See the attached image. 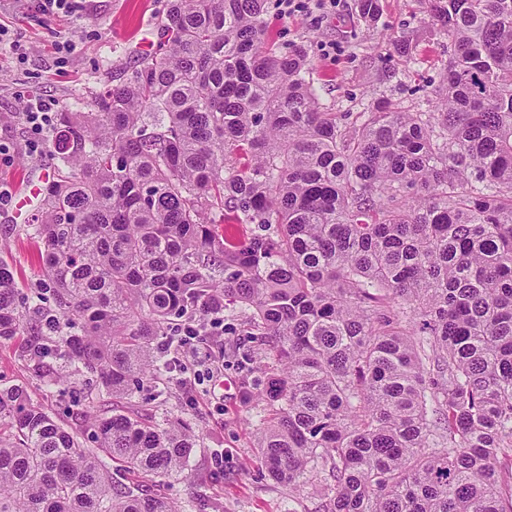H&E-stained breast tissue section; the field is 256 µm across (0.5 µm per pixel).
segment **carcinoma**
<instances>
[{
    "instance_id": "carcinoma-1",
    "label": "carcinoma",
    "mask_w": 512,
    "mask_h": 512,
    "mask_svg": "<svg viewBox=\"0 0 512 512\" xmlns=\"http://www.w3.org/2000/svg\"><path fill=\"white\" fill-rule=\"evenodd\" d=\"M427 2L435 112H327L266 0H168L157 50L58 113L33 294L0 258V342L43 393L0 387V512H183L159 478L203 433L133 387L168 397L211 306L265 346L257 448L290 491L321 475L315 512H512V0ZM76 377L117 401L92 448L47 405Z\"/></svg>"
}]
</instances>
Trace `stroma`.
Masks as SVG:
<instances>
[{"label":"stroma","mask_w":512,"mask_h":512,"mask_svg":"<svg viewBox=\"0 0 512 512\" xmlns=\"http://www.w3.org/2000/svg\"><path fill=\"white\" fill-rule=\"evenodd\" d=\"M167 0H82L77 12L44 18L32 0H0V183L18 190L28 177L55 166L53 151L29 155V127L22 110L28 95L58 101L60 107L90 111L97 94L112 76L136 61L138 54L156 50L158 29ZM270 36L275 43L305 49L310 79L321 103L332 112H363L377 101L403 103L415 112L434 111L433 91L443 78L450 41L427 14L426 0H382L374 25L363 22L356 0H319L309 13L285 14L280 0H267ZM407 52H399L400 40ZM74 42L69 56L58 45ZM0 256L16 271L20 283L34 285L41 274L36 242L25 232H10ZM212 354H223L224 397L213 390L195 393L194 405L170 398L160 403L150 392L135 394L142 416L161 409L190 410L204 433L202 447L190 462L192 474L169 480L168 497L184 512H198L201 502L221 503L224 512H313L319 501V477L289 493L270 479L256 446L254 426L261 404L246 398L244 382L266 378L267 361L247 336L245 321L224 324L223 341ZM24 385L33 400L42 392L32 371L12 344L0 343V385ZM53 413L67 429L89 435L85 412L112 413L111 398L87 404L83 389L65 385L53 399Z\"/></svg>","instance_id":"stroma-1"}]
</instances>
